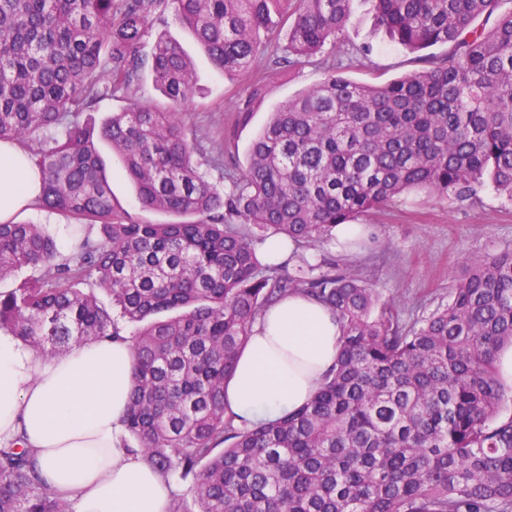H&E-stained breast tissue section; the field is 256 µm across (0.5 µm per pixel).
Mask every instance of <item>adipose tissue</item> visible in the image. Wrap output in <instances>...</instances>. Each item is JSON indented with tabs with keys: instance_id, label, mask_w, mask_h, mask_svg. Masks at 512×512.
<instances>
[{
	"instance_id": "adipose-tissue-1",
	"label": "adipose tissue",
	"mask_w": 512,
	"mask_h": 512,
	"mask_svg": "<svg viewBox=\"0 0 512 512\" xmlns=\"http://www.w3.org/2000/svg\"><path fill=\"white\" fill-rule=\"evenodd\" d=\"M26 153L0 142V222L37 203ZM342 331L316 299L293 294L268 308L224 384L237 421H274L303 406L334 365ZM128 339L81 342L51 358L0 333V445L33 449L47 488L76 512H168L174 486L125 448L131 391Z\"/></svg>"
}]
</instances>
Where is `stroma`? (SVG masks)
<instances>
[{
	"label": "stroma",
	"mask_w": 512,
	"mask_h": 512,
	"mask_svg": "<svg viewBox=\"0 0 512 512\" xmlns=\"http://www.w3.org/2000/svg\"><path fill=\"white\" fill-rule=\"evenodd\" d=\"M153 31L178 41L196 64L198 89L186 109L187 127L198 139L221 145L225 163L240 169L271 112L321 82L332 63L343 62L345 75L375 84L422 68L417 54L384 35L369 0H354L338 42L326 44L320 53L293 67H272L264 57L255 62L261 92L247 121L242 122L235 107L248 95L250 82L216 71L192 33L174 15H167L165 23L154 25ZM98 147L113 172L112 194L125 219L139 224L170 222L169 214L139 206L134 187L120 173L119 156L107 142H99ZM358 222L366 231L358 254H348L329 240L315 243L306 254L368 281L381 301L391 304L407 323L447 304L467 258L512 248V203L490 185L474 204L412 193L365 213Z\"/></svg>",
	"instance_id": "35a3bbf8"
}]
</instances>
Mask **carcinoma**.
Here are the masks:
<instances>
[{
    "mask_svg": "<svg viewBox=\"0 0 512 512\" xmlns=\"http://www.w3.org/2000/svg\"><path fill=\"white\" fill-rule=\"evenodd\" d=\"M378 25L411 52L451 49L378 85L336 67L277 107L235 188L190 138L194 63L155 23L173 13L211 64L247 76L259 33L288 0H0V141L26 145L38 206L83 223L62 250L39 224L0 222V331L42 357L123 332L136 451L166 477L193 479L197 512H512V389L496 372L512 345V249L472 258L448 304L407 327L366 282L312 263L263 264L249 225L297 248L338 224L424 191L477 201L492 184L512 202V10L501 0H370ZM352 0H297L291 67L344 32ZM495 18L488 31L474 26ZM148 71L167 99L140 102ZM126 108L99 131L72 118L107 94ZM112 144L145 210L193 221L125 222L94 137ZM237 217L240 223L231 224ZM309 295L336 315L342 349L317 394L277 421L240 426L224 383L253 325L279 299ZM0 512H72L42 483L33 451L0 447Z\"/></svg>",
    "mask_w": 512,
    "mask_h": 512,
    "instance_id": "1",
    "label": "carcinoma"
}]
</instances>
